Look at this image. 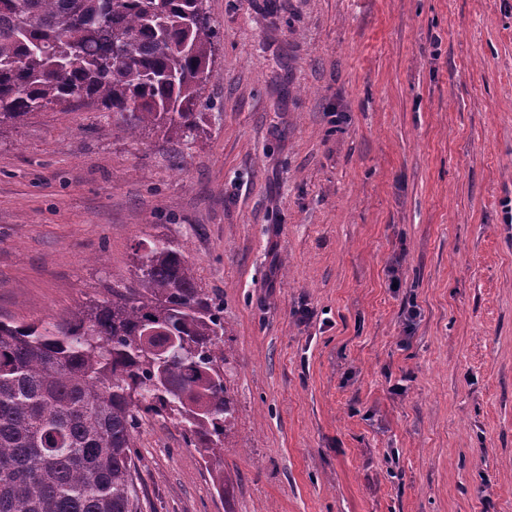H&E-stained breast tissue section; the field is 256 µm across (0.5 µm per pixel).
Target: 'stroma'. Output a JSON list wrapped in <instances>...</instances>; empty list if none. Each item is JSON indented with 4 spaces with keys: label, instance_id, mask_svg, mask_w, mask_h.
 I'll return each mask as SVG.
<instances>
[{
    "label": "stroma",
    "instance_id": "1",
    "mask_svg": "<svg viewBox=\"0 0 512 512\" xmlns=\"http://www.w3.org/2000/svg\"><path fill=\"white\" fill-rule=\"evenodd\" d=\"M206 5L195 145L0 125V320L170 243L224 308L234 412L219 463L143 415L141 512H512V0Z\"/></svg>",
    "mask_w": 512,
    "mask_h": 512
}]
</instances>
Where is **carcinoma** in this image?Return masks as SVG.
Wrapping results in <instances>:
<instances>
[{
  "label": "carcinoma",
  "instance_id": "1",
  "mask_svg": "<svg viewBox=\"0 0 512 512\" xmlns=\"http://www.w3.org/2000/svg\"><path fill=\"white\" fill-rule=\"evenodd\" d=\"M206 0H0V124L95 106L135 138L206 133ZM223 308L166 242L131 286L55 321H0V512H139L141 414L175 415L224 456L232 399Z\"/></svg>",
  "mask_w": 512,
  "mask_h": 512
}]
</instances>
